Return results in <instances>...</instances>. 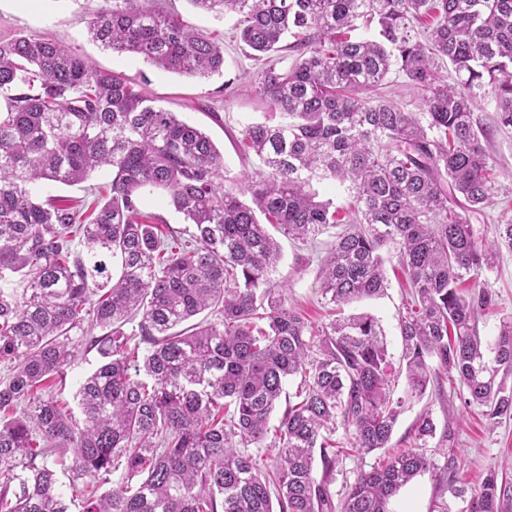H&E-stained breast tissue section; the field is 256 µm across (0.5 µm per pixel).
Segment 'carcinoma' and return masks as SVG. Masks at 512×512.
I'll list each match as a JSON object with an SVG mask.
<instances>
[{
  "label": "carcinoma",
  "mask_w": 512,
  "mask_h": 512,
  "mask_svg": "<svg viewBox=\"0 0 512 512\" xmlns=\"http://www.w3.org/2000/svg\"><path fill=\"white\" fill-rule=\"evenodd\" d=\"M188 2L236 18L250 56H295L253 75L269 111L241 135L261 169L229 189L202 129L50 38L0 39V281L11 284L0 287V512H71L59 468L84 482L82 512H390L435 463L406 448L336 494V430L361 457L387 448L405 405L445 379L489 424L512 418V318L488 361L475 317L494 296L462 291L512 251V220L479 242L467 219L495 193L476 101L491 95L512 129V0ZM86 26L115 55L224 74V45L151 0H112ZM394 70L419 111L371 96ZM102 169L109 195L88 213L38 199ZM327 181L353 198L343 216L318 199ZM153 193L187 224L143 212ZM270 226L302 242L341 227L319 277L333 311L383 295L396 263L411 288L398 370L372 314L315 329L288 303ZM92 350L100 362L75 393L77 418L53 388ZM455 469L448 458L437 481L469 496V512H505L511 485L491 472L468 492Z\"/></svg>",
  "instance_id": "1"
}]
</instances>
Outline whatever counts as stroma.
Returning a JSON list of instances; mask_svg holds the SVG:
<instances>
[{"label":"stroma","mask_w":512,"mask_h":512,"mask_svg":"<svg viewBox=\"0 0 512 512\" xmlns=\"http://www.w3.org/2000/svg\"><path fill=\"white\" fill-rule=\"evenodd\" d=\"M109 4L110 0H0V37L50 36L79 49L98 69L122 74L159 106L208 133L223 153L232 177H251L260 163L257 158L242 155L241 130L263 112L264 106L255 98L249 82L257 64L237 39L233 19L215 20L194 10L188 0H155L157 10L179 14L191 26L223 42V76L200 79L156 69L138 56L112 54L89 41L86 19ZM474 115L483 130L497 180L492 203L469 219L476 239L484 240L492 238L496 225L512 218V131L497 127L492 97L479 99ZM332 242L328 234L319 236L313 245L288 239L281 242L282 260L276 278L287 286L289 303L301 308L316 326L327 320L318 293V277L320 262ZM388 279L383 296L358 303L357 308L380 321L388 350L397 359L402 352L398 316L404 288L396 272H389ZM473 284L495 296L494 305L479 312L476 320L477 332L484 346L489 347L502 320L512 317V252L501 250L493 267L480 271ZM425 413L436 425L434 437L426 444L427 453L439 466L455 458L458 483L477 488L491 471L512 483V420L489 425L480 408L465 406L461 391L447 384L429 386L422 399L406 406L393 430L391 449L414 446L415 424ZM467 506L466 500L443 490L434 472L427 471L399 491L392 512H465Z\"/></svg>","instance_id":"stroma-1"}]
</instances>
